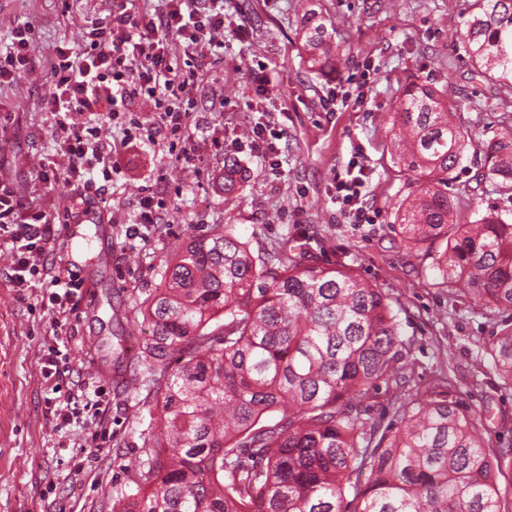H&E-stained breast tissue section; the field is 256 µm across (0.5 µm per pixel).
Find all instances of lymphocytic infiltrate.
Returning <instances> with one entry per match:
<instances>
[{"label":"lymphocytic infiltrate","instance_id":"obj_1","mask_svg":"<svg viewBox=\"0 0 512 512\" xmlns=\"http://www.w3.org/2000/svg\"><path fill=\"white\" fill-rule=\"evenodd\" d=\"M131 2L121 0L107 18L84 27L81 53L63 44L51 56L52 92L42 108L52 116L51 133L70 166L62 172L55 164L44 165L37 181L65 180L78 200L100 194L102 183L111 182L118 171L113 158L122 150L159 136L172 149L185 141L196 109L190 91L205 61L224 45V0H165L161 12L139 15ZM33 37L31 26L13 29L10 47L0 52L1 86L32 68ZM136 101L149 105L150 125L129 113ZM119 123L125 127L121 144L104 142L106 130ZM367 174V167L353 158L335 180L334 202L345 223L374 221L362 195ZM50 224L45 212L22 204L12 187L0 183V249L12 254L9 279L13 287L24 288L32 279L48 278L51 290L42 303L61 311L81 283L52 273L46 251Z\"/></svg>","mask_w":512,"mask_h":512}]
</instances>
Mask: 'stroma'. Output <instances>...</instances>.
Returning <instances> with one entry per match:
<instances>
[{"label":"stroma","instance_id":"obj_1","mask_svg":"<svg viewBox=\"0 0 512 512\" xmlns=\"http://www.w3.org/2000/svg\"><path fill=\"white\" fill-rule=\"evenodd\" d=\"M112 4L0 0L1 48L16 25L35 30L33 70L0 86V182L55 217L50 246L57 269L91 283L70 311L53 313L41 303L46 282L13 287L11 255L0 251V512H112V491L126 485L128 461L145 455L140 432L153 404L147 389L127 386L146 336L140 304L188 233L203 234L215 224L228 226L257 255L300 238L307 244L304 264H340L381 288L406 343V392L450 380L464 403L485 412L490 458L512 450V386L502 385L485 354L504 319L452 296L432 255L404 246L396 216L416 189L412 175L393 162L388 123L407 84L448 91V108L461 128L489 134L512 124V87L480 77L460 39L472 0H224V46L192 91L197 106L183 154L171 155L161 140L120 158L121 172L104 195L112 215V266L106 269L96 261L95 215L85 216L80 237L69 238L62 218L70 186L40 187L36 174L48 161L67 164L51 134V116L41 109L51 92L52 49H80L82 25L106 17ZM310 8L324 16L335 41L352 47L321 72L310 70L299 36ZM259 61L270 77L264 92L249 75ZM361 80L363 101L325 111L326 100L343 99ZM258 123L277 133L274 158L252 143ZM355 155L370 171L363 193L379 212L373 224L342 223L331 201L336 174ZM228 156L242 170L240 188L229 197L219 186ZM272 160L277 170L269 169ZM482 164L477 144L453 174L448 191L455 221L470 224L491 212L512 224V197L481 180ZM146 185L163 198L165 220L131 239L126 229ZM55 345L67 384L97 386L100 371L111 372L104 425L93 423L94 409L81 397L76 423L66 434L52 431L41 365ZM97 440L102 451L79 462L80 450Z\"/></svg>","mask_w":512,"mask_h":512}]
</instances>
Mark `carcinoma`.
Returning <instances> with one entry per match:
<instances>
[{"label":"carcinoma","mask_w":512,"mask_h":512,"mask_svg":"<svg viewBox=\"0 0 512 512\" xmlns=\"http://www.w3.org/2000/svg\"><path fill=\"white\" fill-rule=\"evenodd\" d=\"M461 37L473 65L512 85V0H473ZM310 68L351 52L312 10ZM394 163L418 190L400 207L406 245L439 243L451 291L512 317V224H455L448 195L472 134L434 88L409 84L392 116ZM485 175L512 196V130L484 141ZM241 174L224 160V193ZM147 337L133 385L157 400L159 429L113 512H512L481 443L482 415L449 381L396 408L400 426L361 417L360 397L400 385L405 350L387 295L344 267L308 266L283 243L254 255L230 230L191 234L140 309ZM512 385V328L485 349Z\"/></svg>","instance_id":"obj_1"}]
</instances>
